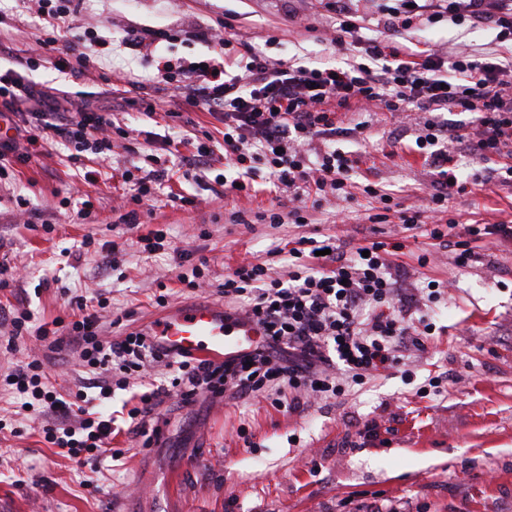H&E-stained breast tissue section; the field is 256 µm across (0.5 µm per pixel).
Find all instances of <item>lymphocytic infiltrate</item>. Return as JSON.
Returning <instances> with one entry per match:
<instances>
[{
    "mask_svg": "<svg viewBox=\"0 0 512 512\" xmlns=\"http://www.w3.org/2000/svg\"><path fill=\"white\" fill-rule=\"evenodd\" d=\"M428 10L474 26L493 21L496 41H512V0H429L425 5L396 0L383 27L408 29ZM37 12L45 23L43 37L27 55L13 57L12 68L0 72V117L13 131L0 142V181L11 179L14 164L27 162L42 142L64 146L77 166L90 155L107 160L116 136L154 142L156 134L147 126L122 124L102 112L60 116L54 100L31 83L28 72L50 62L71 33L82 50L69 71L81 77L102 61L105 40L91 28L73 32L74 0H37ZM363 21L348 0H336V28L330 41L339 45L353 37L363 56L362 62L345 65H296L269 57L238 39L229 23L220 30H131L124 42L150 56L161 53L163 43L180 38L207 43L206 54L164 60L156 68L157 83L183 91L193 106L224 119L223 143H197L180 163L203 170L215 152H223L236 177L222 176L218 182L225 192L245 197L254 192L263 170H270L276 183L273 202L263 216L272 224L289 219L306 223L307 212L320 208L329 196L351 199L354 162L333 144L337 109L386 111L402 119L414 112L428 113L415 145L434 171L430 205L424 211H402L398 218L408 230L429 225L435 240L443 239L446 230H456L457 239L449 244L451 262L467 267L475 259V242L494 235L511 243L512 225L459 227L442 221L457 183L449 170L453 158L448 144L467 143L481 162L495 164L501 184H512V62L466 50L449 55L429 43L406 54L388 39L362 37ZM450 112L472 113L471 133L449 123ZM135 179L134 208L119 221L136 231L139 252L151 254L164 249L166 237L160 230L139 234L136 207L155 199L169 179V168L159 163ZM283 192L293 203L287 211L278 201ZM403 247L400 241L372 240L365 248L347 251L330 237H302L288 252L287 278L272 276L260 263L237 266L225 275L220 292L234 312L261 328L263 336L253 352L221 362L168 356L138 331L103 339L97 312L106 303L102 297L94 303L81 295L71 297L70 317L58 316L34 329L29 326V311L10 312L0 318L10 328L6 351H15L17 338L28 333L50 348L70 347L92 373L89 386L96 394L79 393L74 404L60 398L49 383L44 361L33 356L17 361L6 381L19 393L31 395V410L47 415L42 427L47 443L99 468L108 458L115 419L97 410L96 404L111 399L113 389H127L130 376L150 362L175 368L176 374L170 387L139 393L127 412L134 433L148 446L154 441L150 421L165 397L173 405L189 407L199 397L215 399L229 393L240 399L261 398L276 409L293 412L342 396L370 377L399 372L405 351L428 350L436 325L430 314L416 317L412 311L440 302L445 285L432 279L417 292L405 293L402 281L408 270L389 258L390 252ZM116 370L121 373L117 379L112 376Z\"/></svg>",
    "mask_w": 512,
    "mask_h": 512,
    "instance_id": "1",
    "label": "lymphocytic infiltrate"
}]
</instances>
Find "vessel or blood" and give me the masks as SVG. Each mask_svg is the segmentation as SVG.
I'll list each match as a JSON object with an SVG mask.
<instances>
[{"label":"vessel or blood","instance_id":"1","mask_svg":"<svg viewBox=\"0 0 512 512\" xmlns=\"http://www.w3.org/2000/svg\"><path fill=\"white\" fill-rule=\"evenodd\" d=\"M171 355L190 353L206 360H221L252 351L260 328L214 303L188 302L164 312L143 328Z\"/></svg>","mask_w":512,"mask_h":512}]
</instances>
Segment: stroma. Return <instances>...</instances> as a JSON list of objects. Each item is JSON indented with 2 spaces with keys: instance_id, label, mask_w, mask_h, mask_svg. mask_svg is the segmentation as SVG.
I'll use <instances>...</instances> for the list:
<instances>
[{
  "instance_id": "35a3bbf8",
  "label": "stroma",
  "mask_w": 512,
  "mask_h": 512,
  "mask_svg": "<svg viewBox=\"0 0 512 512\" xmlns=\"http://www.w3.org/2000/svg\"><path fill=\"white\" fill-rule=\"evenodd\" d=\"M395 0H361L360 13L372 36L388 35L412 49L431 42L451 53L497 50L495 29H475L444 17L385 33L380 22ZM231 22L240 39L269 56L308 63L353 61L352 45L333 46L326 38L336 22L334 0H79L73 25L109 34L128 29L183 26L208 29ZM44 33L33 0H0V43L25 51ZM72 56L57 52L53 63L32 72L39 88L85 93V105L137 122L143 102L154 103L153 131L174 140H221L219 116L190 107L184 97L152 87L126 92V73L151 75L154 60L114 51L83 77L73 78ZM175 109L182 117L171 120ZM362 134L340 137L337 148L357 163L350 173L352 201L335 198L311 212L306 224H266L256 215L269 206L261 190L252 197L225 194L215 182L224 171L217 158L201 179L166 183L152 207H140L141 233L164 230L169 246L148 254L129 247L103 261L100 245L123 242L114 204L128 196L121 173L127 159L149 154L168 158L159 143L114 139L107 161L112 179L85 183L61 145L16 165L12 180L0 185V262L24 278L0 288V307L24 308L32 325L66 312L70 294L107 293L102 330L112 338L138 330L160 308L188 301H220L216 287L236 266L264 263L283 277L288 265L274 249H288L303 236L336 237L347 247L364 240L404 242L396 257L415 287L428 280L449 283L433 311L438 332L427 354L410 359L413 380L381 375L350 395L328 399L288 414L268 402L220 398L189 408L163 404L158 444L146 448L128 430L112 435L109 448L123 452L118 467L94 471L45 442L43 416L22 410L23 402L4 379L13 362L35 355L46 360L52 378L78 390L84 369L76 354L51 351L24 336L15 353L0 351V512H339L340 502L364 500L373 512H512V245L495 237L479 242V258L467 268L452 265L447 248L425 229H404L399 211L422 210L433 175L413 150L414 123L374 112ZM462 192L448 202L459 224L512 221V186L488 183L484 163L463 144L448 147ZM374 183L397 206L383 223L370 222L377 205L363 191ZM195 197L178 207L168 193ZM22 194L32 209L17 218L13 203ZM94 210L89 222L76 212L83 199ZM88 253H80L85 237ZM430 253L431 261L418 258ZM209 260L210 287L193 290L179 280L199 258ZM166 305H157V297ZM448 376L442 395L419 398L427 373ZM382 432L373 444L353 451L350 440L367 422Z\"/></svg>"
}]
</instances>
